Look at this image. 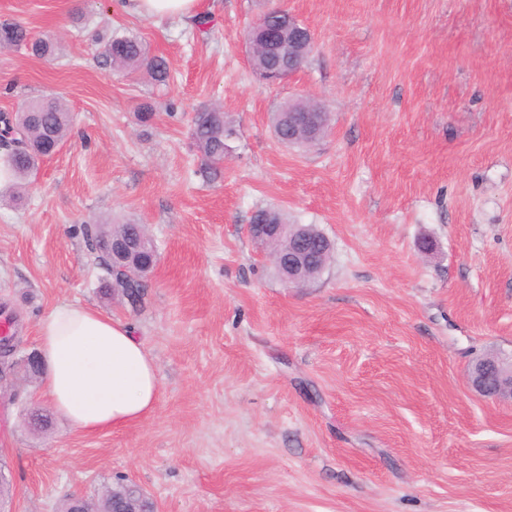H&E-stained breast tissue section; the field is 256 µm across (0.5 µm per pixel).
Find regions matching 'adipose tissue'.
Returning a JSON list of instances; mask_svg holds the SVG:
<instances>
[{
	"label": "adipose tissue",
	"instance_id": "ef3b65f1",
	"mask_svg": "<svg viewBox=\"0 0 512 512\" xmlns=\"http://www.w3.org/2000/svg\"><path fill=\"white\" fill-rule=\"evenodd\" d=\"M124 10L156 22L185 24L199 0H123ZM47 372L45 393L54 410L85 433L138 422L159 395L156 362L127 324L88 305L60 304L38 325Z\"/></svg>",
	"mask_w": 512,
	"mask_h": 512
}]
</instances>
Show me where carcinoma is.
Here are the masks:
<instances>
[{
	"label": "carcinoma",
	"instance_id": "1",
	"mask_svg": "<svg viewBox=\"0 0 512 512\" xmlns=\"http://www.w3.org/2000/svg\"><path fill=\"white\" fill-rule=\"evenodd\" d=\"M25 45L32 55L47 57L55 53L56 43L50 38L33 39L28 30L15 21L0 22V48ZM103 56L117 71L133 73L146 71L158 84H165L169 79L165 63L158 57L149 56L146 45L136 36H115L104 48ZM71 124L69 110L65 103L57 98H34L27 101V107L18 115H0V148L4 157L0 164L14 173V182L10 189L19 190L22 182L38 167L39 161L49 151L60 145L66 138ZM233 127L226 121L224 110L220 107L205 108L194 114L191 120V135L204 161V172L218 174L224 163L227 149L226 139L231 136ZM144 229L141 224L125 221L120 224H83L80 232L85 247L97 266L103 271L106 292L116 293L129 300L134 307H141L146 299V287L143 282L112 280V259L101 247L106 238H127ZM138 484L121 480L114 485L121 499L112 501V491H107L97 498H89L83 504L67 498L61 505L60 512H74L81 506L87 512H112V504L123 502L148 512L153 503L139 499L136 493Z\"/></svg>",
	"mask_w": 512,
	"mask_h": 512
}]
</instances>
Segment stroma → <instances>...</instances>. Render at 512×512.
I'll return each instance as SVG.
<instances>
[{"instance_id": "35a3bbf8", "label": "stroma", "mask_w": 512, "mask_h": 512, "mask_svg": "<svg viewBox=\"0 0 512 512\" xmlns=\"http://www.w3.org/2000/svg\"><path fill=\"white\" fill-rule=\"evenodd\" d=\"M314 34L278 84L244 33L269 8ZM210 37L117 0H0V19L57 38L51 59L0 49V113L62 97L61 150L21 200L0 197V309L19 354L56 304L130 324L157 363L155 410L85 434L42 380L0 394L5 512H59L129 478L161 512H512V404L465 380L512 352V0H200ZM134 35L170 70H112L105 40ZM330 114L309 148L272 132L286 100ZM151 104L154 117L137 112ZM235 132L217 178L195 112ZM313 224L325 270L287 285L248 234L258 209ZM132 219L158 247L143 306L105 295L85 222Z\"/></svg>"}]
</instances>
